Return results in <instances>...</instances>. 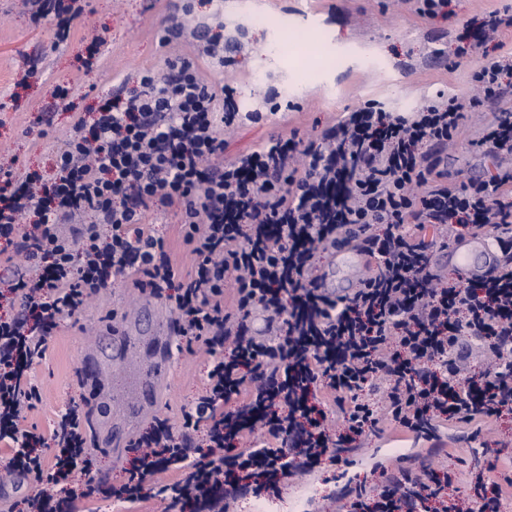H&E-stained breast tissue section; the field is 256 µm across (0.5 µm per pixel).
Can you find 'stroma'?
<instances>
[{
	"label": "stroma",
	"instance_id": "35a3bbf8",
	"mask_svg": "<svg viewBox=\"0 0 512 512\" xmlns=\"http://www.w3.org/2000/svg\"><path fill=\"white\" fill-rule=\"evenodd\" d=\"M322 10L319 27L309 28L290 13L292 0H87L86 11L67 43L55 42L53 24L33 27L23 0H0V163L37 169L50 176L55 156L78 119L95 112L120 82L135 84L145 69L162 68L166 59L197 58L203 75L221 87L226 74L207 58L208 39L215 34L238 40L243 49L233 73L242 111L261 112L259 122L244 123L224 134L220 163L233 161L266 144L271 137L316 139L341 113L372 99L391 112H410L436 90L467 95L471 73L483 55L512 53V24L502 26L496 40L476 47L468 57L454 55L455 38L468 20L492 12H512V0H451L448 19H429L402 0H316ZM190 9L191 26L180 39L162 44L167 19ZM279 19V28L262 27L254 16ZM296 40L288 53L276 41L281 30ZM96 31L104 40L97 68L85 70V38ZM41 66L39 78L27 75L30 60ZM74 87L66 102L50 93L55 83ZM282 106L270 113L271 103ZM489 112L467 115L458 143L448 149L449 171L469 179L483 175L492 161L475 142L493 122ZM144 295L130 282L112 278L77 315L62 319L53 330L45 359L33 370L40 392L26 413V426L46 433L70 406L85 408L89 391L78 373L86 346L100 323L113 313H136ZM207 363L200 352L187 350L184 337L172 349L166 398L158 416L179 426L185 407L201 393ZM89 476L106 485L121 484L133 457L131 449L114 453L93 449ZM300 485H283L262 498H237L229 512H300Z\"/></svg>",
	"mask_w": 512,
	"mask_h": 512
}]
</instances>
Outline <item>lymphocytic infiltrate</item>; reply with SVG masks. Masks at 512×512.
Masks as SVG:
<instances>
[{
	"instance_id": "1",
	"label": "lymphocytic infiltrate",
	"mask_w": 512,
	"mask_h": 512,
	"mask_svg": "<svg viewBox=\"0 0 512 512\" xmlns=\"http://www.w3.org/2000/svg\"><path fill=\"white\" fill-rule=\"evenodd\" d=\"M27 4L31 23L55 20L61 41L85 12L84 0ZM471 79L474 95L439 91L410 113L368 101L317 140L273 138L215 169L223 130L241 120L236 90L214 91L179 57L143 70L92 124L76 121L53 176L0 167V243L31 261L8 287L17 313L0 317V469L38 484L27 512H74L77 498L103 492L70 485L92 467L78 408L46 434L22 421L40 398L31 374L50 332L113 276L171 291L178 335L209 356L182 434L155 418L127 482L105 491L126 503L175 469L179 478L155 491L169 512H225L241 490H276L385 420L426 433L512 418V168L500 166L512 161V54L486 59ZM483 108L500 115L477 143L496 165L462 181L442 169L441 153ZM155 208L179 215L188 277L146 221ZM353 226L373 265L351 297L325 296L317 260ZM477 234L503 257L496 273L436 272V250ZM451 485L446 472L405 473L371 497L353 487L336 512H432L433 500L439 512H501L512 467L487 462L474 494Z\"/></svg>"
}]
</instances>
